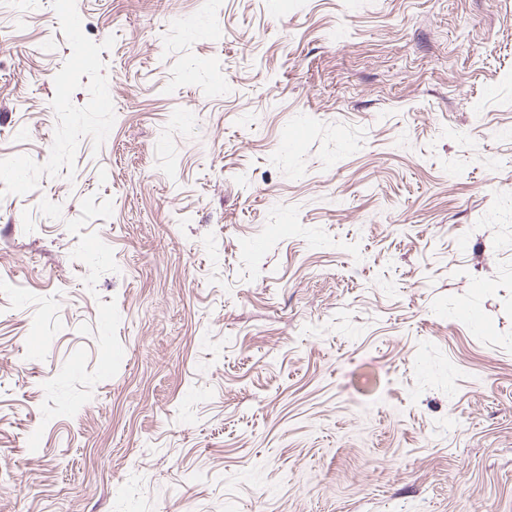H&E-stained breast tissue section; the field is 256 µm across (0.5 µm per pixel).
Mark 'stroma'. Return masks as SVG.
<instances>
[{"label": "stroma", "instance_id": "stroma-1", "mask_svg": "<svg viewBox=\"0 0 512 512\" xmlns=\"http://www.w3.org/2000/svg\"><path fill=\"white\" fill-rule=\"evenodd\" d=\"M1 167L0 512H512V0H0Z\"/></svg>", "mask_w": 512, "mask_h": 512}]
</instances>
